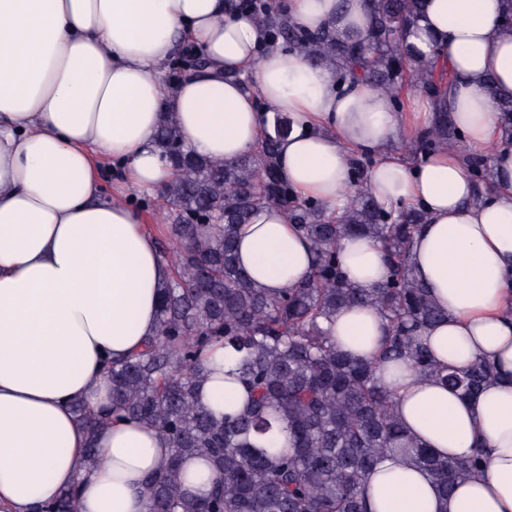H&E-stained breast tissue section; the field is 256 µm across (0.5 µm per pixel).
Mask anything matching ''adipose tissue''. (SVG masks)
Returning <instances> with one entry per match:
<instances>
[{
	"instance_id": "1",
	"label": "adipose tissue",
	"mask_w": 512,
	"mask_h": 512,
	"mask_svg": "<svg viewBox=\"0 0 512 512\" xmlns=\"http://www.w3.org/2000/svg\"><path fill=\"white\" fill-rule=\"evenodd\" d=\"M504 0H423L409 41L437 55L450 75L448 110L466 146L412 161L391 143L429 129L432 100L396 102L340 78L298 50L272 44L232 0H0V512H40L70 486L79 512H149L147 482L170 453L157 429L116 419L82 467L87 435L73 412L81 401L111 406L105 363L155 336L169 277L158 236L133 197L174 176L157 128L172 113L195 154L231 162L290 122L277 144L279 173L302 199L341 211L359 154L385 207L412 205L427 219L416 235V279L444 311L423 341L440 365L478 360L498 371L464 397L408 365L382 367L413 441L451 459L487 450L481 471L440 498L431 477L385 457L367 478L368 512H512V145L484 86L512 97V33ZM298 28H335L362 40L364 0H288ZM205 61L167 82L181 45ZM249 71L252 84L234 80ZM489 155L492 188L479 192L466 153ZM348 277L364 288L387 274L380 245L340 243ZM241 267L278 294L308 274L309 243L275 208L238 231ZM337 347L367 359L385 322L372 307L337 313ZM198 391L215 414L242 405L224 376V351Z\"/></svg>"
}]
</instances>
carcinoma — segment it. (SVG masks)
Masks as SVG:
<instances>
[{
  "mask_svg": "<svg viewBox=\"0 0 512 512\" xmlns=\"http://www.w3.org/2000/svg\"><path fill=\"white\" fill-rule=\"evenodd\" d=\"M423 0H367L368 34L361 42L332 29L301 30L270 0H236L262 24L272 42L303 51L312 62L330 63L343 77L399 96L407 82L439 101L436 122L406 145L417 154L463 145L445 104L448 75L438 58L421 59L408 35L421 18ZM502 138L512 145V98L497 97ZM277 124L255 151L226 163L185 148L170 117L157 140L175 168L162 190L161 220L172 247L162 255L170 277L162 287L158 334L127 359L112 364V414L159 429L171 455L148 482L151 512H365L364 480L388 454L429 472L439 495L479 471L485 449L450 462L409 440L393 410V393L379 368L405 363L421 375L473 396L496 378L486 361L468 370L438 368L421 341L427 326L444 318L428 289L414 276L410 252L425 214L413 206L386 210L368 188L373 159L354 167V194L342 212L328 216L319 203L297 198L278 171ZM479 186L493 185L490 163L473 157ZM277 206L313 248V264L297 287L272 295L257 287L238 263L236 233L258 210ZM365 235L387 256L389 274L378 286L358 288L346 276L339 244ZM371 305L386 321L382 348L371 360L336 347L325 323L344 308ZM220 343L234 352L229 374L248 396L241 411L217 416L198 402L209 375L202 352ZM74 411L87 432L84 464L98 454V437L109 418L82 402ZM204 457L216 474L208 495L183 488L182 465ZM77 489H65L43 512H78Z\"/></svg>",
  "mask_w": 512,
  "mask_h": 512,
  "instance_id": "carcinoma-1",
  "label": "carcinoma"
}]
</instances>
